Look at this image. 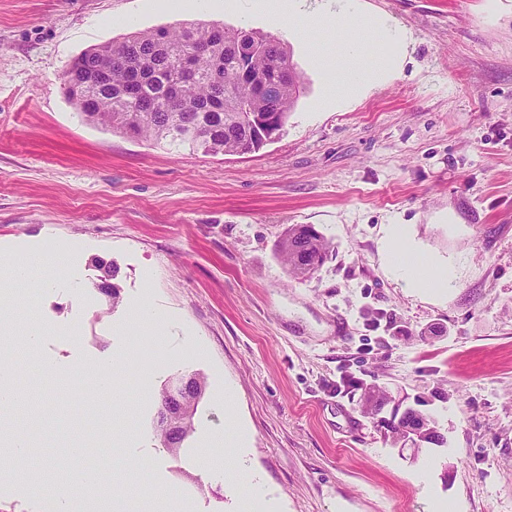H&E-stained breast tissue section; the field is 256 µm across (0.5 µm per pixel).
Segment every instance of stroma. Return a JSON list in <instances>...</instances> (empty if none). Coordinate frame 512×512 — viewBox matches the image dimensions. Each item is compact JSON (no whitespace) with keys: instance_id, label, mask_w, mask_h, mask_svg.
I'll list each match as a JSON object with an SVG mask.
<instances>
[{"instance_id":"obj_1","label":"stroma","mask_w":512,"mask_h":512,"mask_svg":"<svg viewBox=\"0 0 512 512\" xmlns=\"http://www.w3.org/2000/svg\"><path fill=\"white\" fill-rule=\"evenodd\" d=\"M229 5L0 0V283L50 243L70 250L52 283L13 285L0 334L26 393L9 417L39 475L80 440L85 465L113 450L114 488L244 512L198 468L199 449L240 422L278 512H512V0H357L411 41L386 82L333 111L319 107L314 56L343 54L345 32L300 41ZM211 22L272 35L300 77L282 135L259 151L171 152L85 122L64 94L62 74L90 48ZM399 222L451 269L447 298L389 267L385 230ZM291 224L332 243L303 280L276 248ZM99 259L117 268L118 302L96 287ZM146 302L160 327L136 320ZM107 357L125 368L109 391L91 375ZM144 370L159 389L195 373L206 383L177 451L156 432V398L138 391ZM370 385L390 397L383 416L421 410L444 445L392 446L361 412ZM147 447L156 456L119 454Z\"/></svg>"}]
</instances>
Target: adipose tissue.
Returning a JSON list of instances; mask_svg holds the SVG:
<instances>
[{
	"instance_id": "adipose-tissue-1",
	"label": "adipose tissue",
	"mask_w": 512,
	"mask_h": 512,
	"mask_svg": "<svg viewBox=\"0 0 512 512\" xmlns=\"http://www.w3.org/2000/svg\"><path fill=\"white\" fill-rule=\"evenodd\" d=\"M250 17L275 26L294 25L299 37L328 27L350 32L349 50L340 57L318 56L317 62L329 87L323 105L357 97L362 90L383 76L382 61H367L361 49L364 41L406 43L405 32L391 28L383 19L359 13L353 0H248ZM387 256L400 271L407 288L434 297H444L451 286L447 268L413 249L407 242L404 225H389L386 233ZM28 455L26 436L14 432L0 441V486L13 489L17 499L26 501L31 512H168L173 503L163 491L147 499L119 490L105 489L95 469L52 477L39 492H31L20 480L19 470ZM201 462L211 479L221 481L246 467L244 457L226 450L222 439H214L203 449Z\"/></svg>"
}]
</instances>
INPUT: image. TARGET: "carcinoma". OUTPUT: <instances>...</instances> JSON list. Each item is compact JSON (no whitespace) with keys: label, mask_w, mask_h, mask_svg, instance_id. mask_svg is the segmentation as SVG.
Masks as SVG:
<instances>
[{"label":"carcinoma","mask_w":512,"mask_h":512,"mask_svg":"<svg viewBox=\"0 0 512 512\" xmlns=\"http://www.w3.org/2000/svg\"><path fill=\"white\" fill-rule=\"evenodd\" d=\"M65 94L84 119L153 142L169 151L241 155L263 147L253 128L259 112H277L282 124L300 96L283 44L259 31L198 23L129 34L119 44L90 48L65 71ZM331 242L308 224L288 226L277 250L295 278L321 266ZM100 292L119 298L115 268L99 265ZM363 412L373 415L388 395L367 387ZM435 419L407 408L383 421L393 443L407 441V421Z\"/></svg>","instance_id":"1"}]
</instances>
